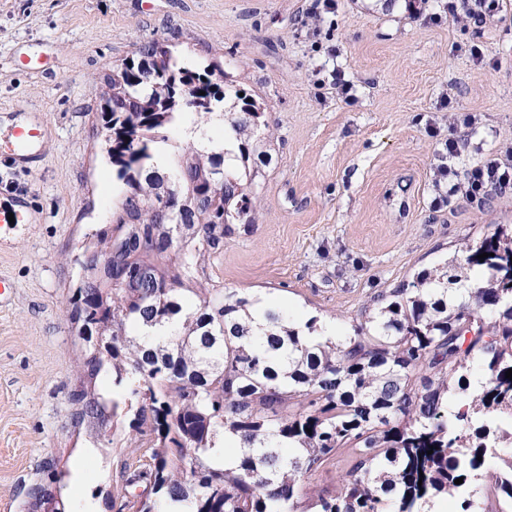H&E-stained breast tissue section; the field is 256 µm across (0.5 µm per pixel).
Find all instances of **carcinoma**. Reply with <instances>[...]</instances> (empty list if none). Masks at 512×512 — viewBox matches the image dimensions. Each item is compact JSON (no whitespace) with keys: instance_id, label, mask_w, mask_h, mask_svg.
Here are the masks:
<instances>
[{"instance_id":"carcinoma-1","label":"carcinoma","mask_w":512,"mask_h":512,"mask_svg":"<svg viewBox=\"0 0 512 512\" xmlns=\"http://www.w3.org/2000/svg\"><path fill=\"white\" fill-rule=\"evenodd\" d=\"M137 67L131 59L104 78L101 132L128 190L90 247L111 263L81 265L70 312L112 337V350L85 356L83 373L112 375L113 398L83 389L74 416L128 424L119 479L150 489L144 500L123 496L118 512H428L448 495L460 512L484 502L512 512V455L496 452L506 442L497 419L512 418V230L466 245L465 272L447 262L373 299L351 336L311 344L281 309L250 336L238 319L252 298L207 274L235 226L254 223L242 177L226 152L192 141L164 172L152 160L194 113L178 105L187 94H203L198 117L228 121L237 163L249 159L260 113L239 90H215L213 69L167 51L147 90L132 83ZM223 101L231 112L214 111ZM188 198L196 206L173 237L166 211ZM462 281L464 299L448 302ZM227 433L241 444L231 466L213 458ZM490 457L495 473L483 472ZM340 462L338 485L309 489L310 476ZM58 481L49 470L35 485L33 512H61Z\"/></svg>"}]
</instances>
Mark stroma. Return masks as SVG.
<instances>
[{
  "instance_id": "obj_1",
  "label": "stroma",
  "mask_w": 512,
  "mask_h": 512,
  "mask_svg": "<svg viewBox=\"0 0 512 512\" xmlns=\"http://www.w3.org/2000/svg\"><path fill=\"white\" fill-rule=\"evenodd\" d=\"M154 40L218 63L266 122L246 164L255 222L225 240L219 287L342 334L372 296L512 225V193L432 205L445 140L464 143L462 170L512 155V19L435 25L404 0H338L330 13L316 0H0V119L19 110L48 128L44 160L14 178L40 221L0 232V276L14 284L0 297V512H29L49 461L66 512H106L123 495L128 428L73 416L89 344L66 304L125 190L103 145V79ZM23 53L51 54L50 70L21 66Z\"/></svg>"
}]
</instances>
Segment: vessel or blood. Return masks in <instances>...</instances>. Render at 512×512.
<instances>
[{
  "mask_svg": "<svg viewBox=\"0 0 512 512\" xmlns=\"http://www.w3.org/2000/svg\"><path fill=\"white\" fill-rule=\"evenodd\" d=\"M47 139L48 129L41 122L0 124V168L35 169L43 159ZM10 220L36 224L40 217L26 194L10 190L6 183L0 182V224Z\"/></svg>",
  "mask_w": 512,
  "mask_h": 512,
  "instance_id": "obj_1",
  "label": "vessel or blood"
}]
</instances>
